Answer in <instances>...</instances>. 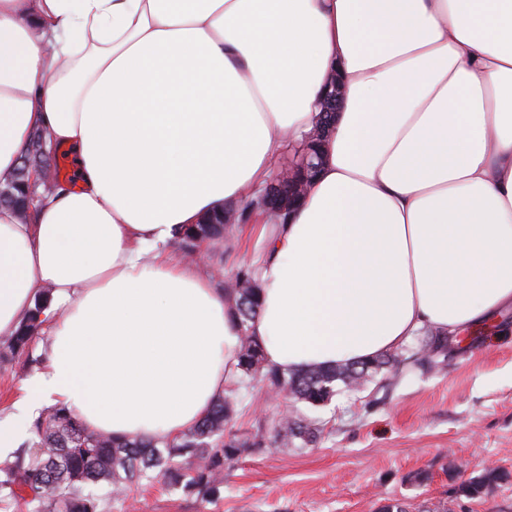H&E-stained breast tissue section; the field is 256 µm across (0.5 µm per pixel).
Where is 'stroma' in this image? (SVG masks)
<instances>
[{"mask_svg": "<svg viewBox=\"0 0 512 512\" xmlns=\"http://www.w3.org/2000/svg\"><path fill=\"white\" fill-rule=\"evenodd\" d=\"M260 231L240 225L232 241L205 246L199 265L215 276L251 263L265 248ZM41 356L34 341L0 361V418ZM289 409L286 398L243 391L233 428L248 446L225 466L222 497L208 503L157 483L135 492L133 512H378L391 500L406 512H512V311L455 347L443 369L412 367L387 388L336 399L306 448L273 443ZM488 465L508 481L468 496L463 484Z\"/></svg>", "mask_w": 512, "mask_h": 512, "instance_id": "obj_1", "label": "stroma"}]
</instances>
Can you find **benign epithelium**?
I'll use <instances>...</instances> for the list:
<instances>
[{"label":"benign epithelium","instance_id":"benign-epithelium-1","mask_svg":"<svg viewBox=\"0 0 512 512\" xmlns=\"http://www.w3.org/2000/svg\"><path fill=\"white\" fill-rule=\"evenodd\" d=\"M342 91L336 84L326 91L321 103L320 123L306 145L295 156L280 179L268 183L260 192V201L268 213H288L293 204L299 200L312 177L319 169L320 155L315 145L331 131L334 114L338 108ZM48 140L43 139L31 150L22 153L19 158L20 169L29 177V184L43 186L45 194L55 192V173L53 169V155L47 149Z\"/></svg>","mask_w":512,"mask_h":512}]
</instances>
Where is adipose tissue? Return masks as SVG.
I'll list each match as a JSON object with an SVG mask.
<instances>
[{
    "mask_svg": "<svg viewBox=\"0 0 512 512\" xmlns=\"http://www.w3.org/2000/svg\"><path fill=\"white\" fill-rule=\"evenodd\" d=\"M333 81L302 205L251 210L253 333L285 373L455 344L512 307V0H0V177L38 129L76 157L27 220L0 206V336L50 292L0 454L45 406L173 438L223 395L235 298L176 234L257 197Z\"/></svg>",
    "mask_w": 512,
    "mask_h": 512,
    "instance_id": "ef3b65f1",
    "label": "adipose tissue"
}]
</instances>
